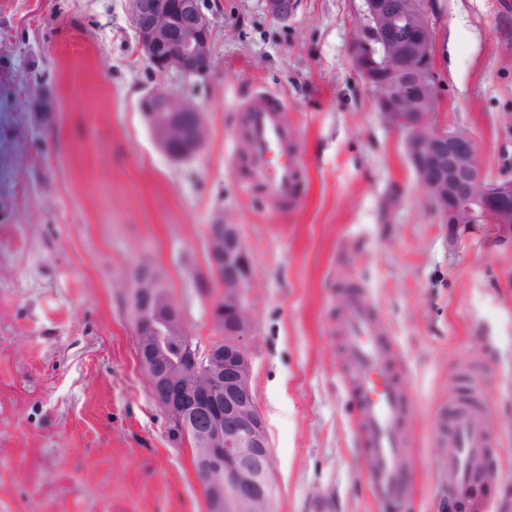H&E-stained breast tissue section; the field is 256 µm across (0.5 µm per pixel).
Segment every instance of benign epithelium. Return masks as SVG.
Wrapping results in <instances>:
<instances>
[{"instance_id":"benign-epithelium-1","label":"benign epithelium","mask_w":512,"mask_h":512,"mask_svg":"<svg viewBox=\"0 0 512 512\" xmlns=\"http://www.w3.org/2000/svg\"><path fill=\"white\" fill-rule=\"evenodd\" d=\"M136 53L161 75L206 77L213 67V18L201 0H130ZM279 20L298 0H265ZM354 63L377 96L382 118L405 135V152L448 246L460 232L485 234L490 249L512 250V171L495 175L483 167L475 137L448 124L439 112L433 67L434 31L422 0H364ZM140 111L156 145L171 159L195 157L207 141L204 113L188 98L157 87L143 96ZM49 98L29 107L43 123ZM211 278L224 301L211 307L214 337L193 341L162 272L137 265L126 282L134 309L139 360L152 395L169 422L190 435L199 472L207 480L211 512H248L274 500L275 474L266 421L251 388V358L244 340L252 321L246 295L254 269L239 225L208 227Z\"/></svg>"}]
</instances>
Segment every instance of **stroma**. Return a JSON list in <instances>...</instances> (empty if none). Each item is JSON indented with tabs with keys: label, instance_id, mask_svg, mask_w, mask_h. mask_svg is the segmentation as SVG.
<instances>
[{
	"label": "stroma",
	"instance_id": "stroma-1",
	"mask_svg": "<svg viewBox=\"0 0 512 512\" xmlns=\"http://www.w3.org/2000/svg\"><path fill=\"white\" fill-rule=\"evenodd\" d=\"M440 109L482 165L512 163V0H424ZM207 77L155 73L129 0H0V512H208L192 448L173 441L139 361L124 288L159 267L197 341L212 339L210 224L251 253V386L273 454L274 512H448L444 442L468 385L497 436L492 512H512V253L448 247L352 59L362 0H202ZM204 112L170 160L139 110L156 87ZM53 112L35 123V90ZM284 99L305 168L298 207L265 197L242 155L244 105ZM361 288L407 403L397 508L368 479L337 325Z\"/></svg>",
	"mask_w": 512,
	"mask_h": 512
}]
</instances>
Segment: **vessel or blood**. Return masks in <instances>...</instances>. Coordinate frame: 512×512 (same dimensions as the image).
<instances>
[{"instance_id": "b4317fda", "label": "vessel or blood", "mask_w": 512, "mask_h": 512, "mask_svg": "<svg viewBox=\"0 0 512 512\" xmlns=\"http://www.w3.org/2000/svg\"><path fill=\"white\" fill-rule=\"evenodd\" d=\"M251 155L266 193L282 203L299 200L304 167L290 141L285 114L288 105L270 93L249 100ZM339 331L344 353L352 363L354 391L367 438V467L377 500L405 498L408 482L398 462L402 453V421L406 407L392 369L391 346L381 324L361 292L342 302ZM492 443L486 421L468 410L458 411L443 461L449 497L473 500L481 482V467Z\"/></svg>"}]
</instances>
